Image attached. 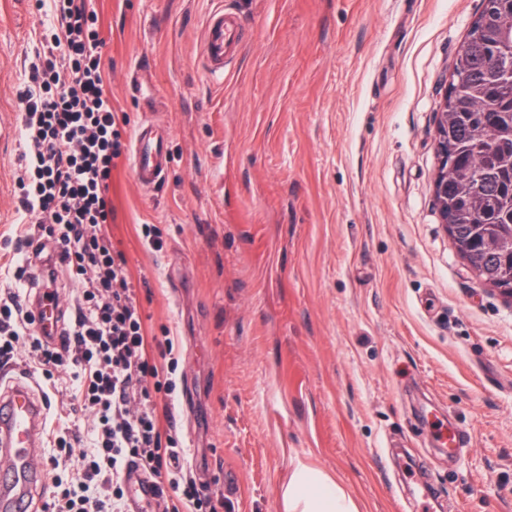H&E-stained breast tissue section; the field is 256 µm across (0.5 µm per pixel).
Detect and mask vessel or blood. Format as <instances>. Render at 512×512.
Masks as SVG:
<instances>
[{"mask_svg":"<svg viewBox=\"0 0 512 512\" xmlns=\"http://www.w3.org/2000/svg\"><path fill=\"white\" fill-rule=\"evenodd\" d=\"M236 17L214 11L206 25L207 73L223 78L227 57L239 50ZM131 169L140 186L157 187L168 168L166 137L153 125L138 127L130 153ZM32 311L36 328L52 345L63 341L58 308L35 295ZM50 404L37 384L14 370L0 371V512H36L34 497L45 485V472L35 462L44 442ZM128 512H149L157 498V484L141 467L125 473Z\"/></svg>","mask_w":512,"mask_h":512,"instance_id":"b4317fda","label":"vessel or blood"}]
</instances>
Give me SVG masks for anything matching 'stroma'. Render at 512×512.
Here are the masks:
<instances>
[{"label": "stroma", "mask_w": 512, "mask_h": 512, "mask_svg": "<svg viewBox=\"0 0 512 512\" xmlns=\"http://www.w3.org/2000/svg\"><path fill=\"white\" fill-rule=\"evenodd\" d=\"M127 135L167 133L161 186L128 157L116 221L147 336L170 335L176 435L224 512H284L297 464L359 512H512V299L439 222L435 108L482 0H89ZM240 51L208 78L209 15ZM49 8L0 0V234L21 92ZM153 230L161 249L150 246ZM70 377L49 430L86 434ZM465 437L456 457L440 430Z\"/></svg>", "instance_id": "1"}]
</instances>
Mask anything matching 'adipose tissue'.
<instances>
[{
    "label": "adipose tissue",
    "instance_id": "obj_1",
    "mask_svg": "<svg viewBox=\"0 0 512 512\" xmlns=\"http://www.w3.org/2000/svg\"><path fill=\"white\" fill-rule=\"evenodd\" d=\"M285 512H357L352 497L332 477L298 465L284 491Z\"/></svg>",
    "mask_w": 512,
    "mask_h": 512
}]
</instances>
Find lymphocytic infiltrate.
Instances as JSON below:
<instances>
[{
  "label": "lymphocytic infiltrate",
  "mask_w": 512,
  "mask_h": 512,
  "mask_svg": "<svg viewBox=\"0 0 512 512\" xmlns=\"http://www.w3.org/2000/svg\"><path fill=\"white\" fill-rule=\"evenodd\" d=\"M53 2L57 23L42 36L22 94L16 196L23 222L0 238L15 265L13 285L0 293V365L24 351L44 374L71 375L79 406L95 420L92 446L81 455L73 453L78 435L54 436L59 455L48 462L47 507L124 512L123 471L138 465L158 484L151 512H223V497L200 495L178 439L160 432V420L173 414V341L145 338L127 260L101 231L115 218L112 171L122 151L104 88L98 17L87 0ZM62 275L81 289L62 325L66 342L52 350L34 327L22 289L54 288ZM71 456L76 470L66 479L60 460Z\"/></svg>",
  "instance_id": "lymphocytic-infiltrate-1"
}]
</instances>
